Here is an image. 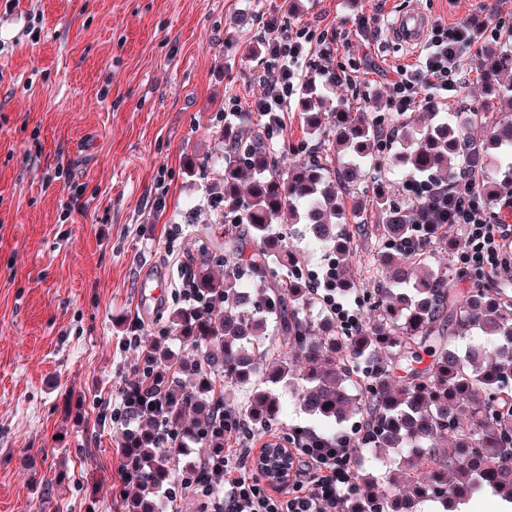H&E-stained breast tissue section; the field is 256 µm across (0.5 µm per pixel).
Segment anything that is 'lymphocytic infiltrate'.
Masks as SVG:
<instances>
[{"label":"lymphocytic infiltrate","instance_id":"obj_1","mask_svg":"<svg viewBox=\"0 0 512 512\" xmlns=\"http://www.w3.org/2000/svg\"><path fill=\"white\" fill-rule=\"evenodd\" d=\"M268 67L259 78L262 97L253 104L257 112L283 111L299 86V67L311 53L312 36L305 24L282 29L269 20ZM497 25L470 18L458 23H435L431 36L412 69H402L387 95L390 111L405 112L418 105L422 96H434L457 82L461 59L477 40L494 39ZM454 223L465 225L467 236L458 254L459 263L479 278L497 273L512 264V225L490 223L486 206L471 188H462L453 201ZM230 445L206 458L221 470L220 491L204 492V512H329L330 508L355 497L359 492L353 471L352 451L344 439L325 448H296L291 455L296 469L288 491L270 489L246 463L252 452L249 435L235 424L225 426Z\"/></svg>","mask_w":512,"mask_h":512}]
</instances>
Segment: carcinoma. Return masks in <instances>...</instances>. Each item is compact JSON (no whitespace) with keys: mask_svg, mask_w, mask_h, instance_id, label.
<instances>
[{"mask_svg":"<svg viewBox=\"0 0 512 512\" xmlns=\"http://www.w3.org/2000/svg\"><path fill=\"white\" fill-rule=\"evenodd\" d=\"M477 52L483 79L512 73V48L480 43ZM316 77L321 82L303 81L300 119L312 132L329 129L333 157L322 144L304 161L289 158L278 112L259 113L247 137L224 117V169L208 193L213 223L224 225V248L188 256L192 286L211 308L174 309L167 335L141 347L134 385L141 407L153 406L156 415H141L124 437L125 453L140 460L125 512H166L160 491L174 483L181 455L163 431L208 452L230 444L213 423L226 385L250 387L247 401L230 414L255 440L283 417L285 389L328 426L291 428L282 436L290 445L321 448L359 417L349 447L372 458L356 464L360 494L336 512H421L428 501L446 510L448 501L482 489L512 501V293L461 294L450 270L429 265L452 220L445 198L470 181L483 200L495 201L498 182L512 183V80L494 88L498 109L477 102L464 122L437 112L438 101H422L428 122L394 152L405 113H390L383 125L377 113L356 112L344 101L314 112L312 101L324 98L329 74ZM478 125L489 127L490 144L470 137ZM383 155L407 169L402 201L383 189L370 196L359 190L361 170ZM372 210L382 223L364 219L357 229L380 235L371 266L386 276L374 291L373 316L347 334L323 295L288 276L298 258L277 225L304 224L314 239L332 245L335 262L323 287L344 296L354 285L347 265L356 245L341 225L351 211ZM217 265L224 267L222 279L213 274ZM247 280L264 283L265 291L245 294ZM463 334L476 341L460 350L452 339ZM177 346L195 358L179 357ZM424 354L429 363L418 369ZM294 355L303 359L299 370ZM404 365L410 373L402 381L396 371ZM381 449L404 453L412 471L405 486H396L390 460L375 457ZM191 474L200 489L221 488V474L208 465Z\"/></svg>","mask_w":512,"mask_h":512,"instance_id":"1","label":"carcinoma"}]
</instances>
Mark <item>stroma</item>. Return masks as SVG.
<instances>
[{"label":"stroma","instance_id":"stroma-1","mask_svg":"<svg viewBox=\"0 0 512 512\" xmlns=\"http://www.w3.org/2000/svg\"><path fill=\"white\" fill-rule=\"evenodd\" d=\"M0 0V512H124L119 388L138 350L121 341L133 318L157 336L178 306L174 249H213L205 185L222 172L224 110L250 133L263 93L246 52L257 28L240 15L347 35L326 64L356 59V88L331 91L364 112L384 109L400 66L414 64L389 22L409 9L430 21L512 20V0ZM383 16L377 35L359 17ZM483 60L469 51L445 111L483 99ZM82 207L70 208L72 195ZM348 314L369 315L378 239L357 234ZM167 278L142 309L138 282ZM51 480V491L42 483Z\"/></svg>","mask_w":512,"mask_h":512}]
</instances>
